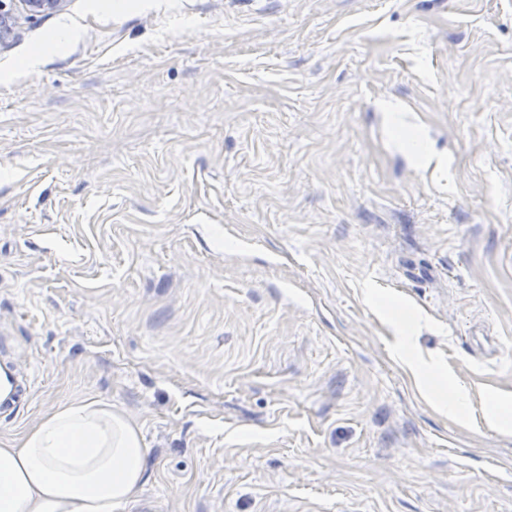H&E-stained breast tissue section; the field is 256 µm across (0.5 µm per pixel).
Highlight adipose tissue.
<instances>
[{
  "mask_svg": "<svg viewBox=\"0 0 512 512\" xmlns=\"http://www.w3.org/2000/svg\"><path fill=\"white\" fill-rule=\"evenodd\" d=\"M147 468L141 431L122 411L69 400L0 447V512H123Z\"/></svg>",
  "mask_w": 512,
  "mask_h": 512,
  "instance_id": "obj_1",
  "label": "adipose tissue"
}]
</instances>
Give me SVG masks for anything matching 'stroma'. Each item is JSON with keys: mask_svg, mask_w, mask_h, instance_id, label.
<instances>
[{"mask_svg": "<svg viewBox=\"0 0 512 512\" xmlns=\"http://www.w3.org/2000/svg\"><path fill=\"white\" fill-rule=\"evenodd\" d=\"M1 364V443L83 397L140 428L123 512H512V0L16 5ZM416 319L411 325L403 327L398 321H394L395 331L399 343V356L402 362L420 378L424 387L429 393H433V386L437 378L438 366L435 362L425 360L416 353V350L411 346L412 336L409 331L415 324Z\"/></svg>", "mask_w": 512, "mask_h": 512, "instance_id": "1", "label": "stroma"}]
</instances>
